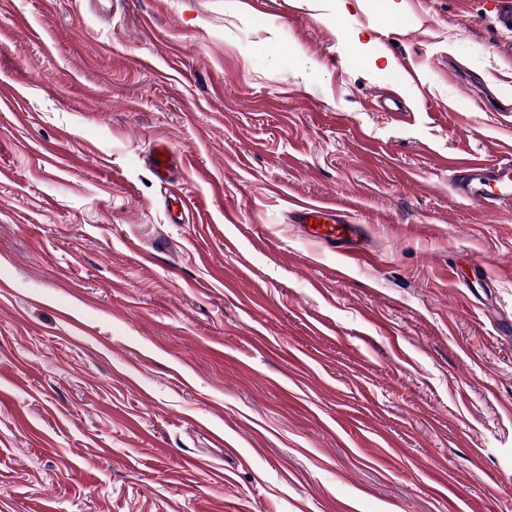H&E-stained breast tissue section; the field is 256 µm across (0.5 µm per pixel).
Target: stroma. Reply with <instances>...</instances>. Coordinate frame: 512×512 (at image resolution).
Returning a JSON list of instances; mask_svg holds the SVG:
<instances>
[{
  "label": "stroma",
  "instance_id": "stroma-1",
  "mask_svg": "<svg viewBox=\"0 0 512 512\" xmlns=\"http://www.w3.org/2000/svg\"><path fill=\"white\" fill-rule=\"evenodd\" d=\"M500 9L0 0V512H512ZM457 198L480 209L512 208V151L492 162H469L450 178ZM295 224H310V240L331 247L350 249L346 256L356 260L361 254V228L358 224H348L345 216L337 213L333 205L327 203H303L292 211Z\"/></svg>",
  "mask_w": 512,
  "mask_h": 512
}]
</instances>
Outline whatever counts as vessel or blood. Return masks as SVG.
I'll list each match as a JSON object with an SVG mask.
<instances>
[{
  "instance_id": "1",
  "label": "vessel or blood",
  "mask_w": 512,
  "mask_h": 512,
  "mask_svg": "<svg viewBox=\"0 0 512 512\" xmlns=\"http://www.w3.org/2000/svg\"><path fill=\"white\" fill-rule=\"evenodd\" d=\"M457 198L481 209L512 208V151L492 162H469L454 169L450 178ZM297 224L311 225L312 241L346 249L348 258L361 254L359 225L347 223L344 215L327 203H303L292 211Z\"/></svg>"
}]
</instances>
